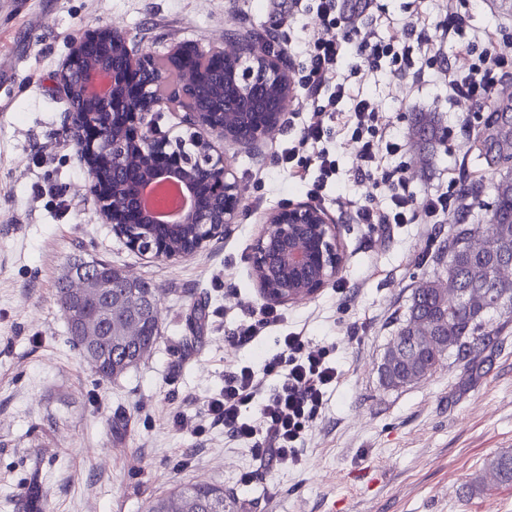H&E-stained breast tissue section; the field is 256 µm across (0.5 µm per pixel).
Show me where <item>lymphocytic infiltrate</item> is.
<instances>
[{
	"mask_svg": "<svg viewBox=\"0 0 512 512\" xmlns=\"http://www.w3.org/2000/svg\"><path fill=\"white\" fill-rule=\"evenodd\" d=\"M362 8L346 6L344 0H312L308 11L318 24L304 42L307 63L301 69L299 86L307 97L317 100L303 125L301 137L281 148L276 162L291 178L307 186L308 197L316 203L325 199L328 185L336 179L338 159L326 144L329 121L340 114L339 106L351 102L347 123L357 144L354 175L373 188L386 189L387 207L366 201L357 207L355 220L360 224H428L448 213L468 210L463 191L441 189L417 197L407 194V169L387 168L382 154L399 153L400 139L386 138L388 124L378 105L367 98L352 99L346 83L337 81L336 72L346 57H353L352 72H374L389 65L399 77L420 81L426 69H437L448 83L453 99L481 102L490 98L498 82L512 74V40H495L483 34L480 41H468L455 58H448L443 47L464 34L462 15L451 10L434 30L403 24L400 38L380 39L369 27L360 25L365 11L375 0H363ZM316 179H309L310 170ZM242 317L230 340L244 343L285 323L277 309L262 304H244ZM276 352L262 359L259 366L237 365L225 370L224 386L203 403L195 432H202L203 421L223 427L227 437L250 447L254 458L280 468H297L303 463L301 448L306 433L324 409L339 374L330 360V350L312 344L306 337L290 332L277 340Z\"/></svg>",
	"mask_w": 512,
	"mask_h": 512,
	"instance_id": "f902f5d3",
	"label": "lymphocytic infiltrate"
}]
</instances>
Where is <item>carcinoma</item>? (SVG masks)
<instances>
[{"label": "carcinoma", "mask_w": 512, "mask_h": 512, "mask_svg": "<svg viewBox=\"0 0 512 512\" xmlns=\"http://www.w3.org/2000/svg\"><path fill=\"white\" fill-rule=\"evenodd\" d=\"M472 146L488 164H512V116L496 113L494 123ZM490 227L481 231L458 217L448 225V240L435 255L443 272L413 289L407 317L397 329L399 362L395 377L410 379L417 371L432 376L448 356L470 361L493 348L498 330L491 315L512 316V177L493 186L488 205ZM59 302L70 303L68 334L81 357L90 360L102 380L123 374L155 347L152 325L160 299L142 280L130 284L112 264L96 261L93 270L62 277ZM498 483L512 485V452L487 461ZM147 512H232L224 488L179 485L152 500Z\"/></svg>", "instance_id": "cac0c4a2"}]
</instances>
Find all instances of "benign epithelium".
<instances>
[{
  "label": "benign epithelium",
  "instance_id": "7a95c632",
  "mask_svg": "<svg viewBox=\"0 0 512 512\" xmlns=\"http://www.w3.org/2000/svg\"><path fill=\"white\" fill-rule=\"evenodd\" d=\"M219 63L224 81L215 85L210 76ZM56 85L75 116L88 189L112 231L130 249L171 261L202 250L242 208L244 188L216 142L269 136L294 99L288 72L269 50L215 42L158 59L133 52L116 26L80 35ZM229 98L238 101L233 115ZM164 110L185 113L188 138L149 126L147 115ZM163 180L179 182L191 199L176 224L155 223L141 203L144 188ZM340 266L336 227L311 203L274 213L254 245L255 273L269 300L309 299Z\"/></svg>",
  "mask_w": 512,
  "mask_h": 512
}]
</instances>
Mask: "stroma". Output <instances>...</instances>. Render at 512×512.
Here are the masks:
<instances>
[{"label":"stroma","mask_w":512,"mask_h":512,"mask_svg":"<svg viewBox=\"0 0 512 512\" xmlns=\"http://www.w3.org/2000/svg\"><path fill=\"white\" fill-rule=\"evenodd\" d=\"M378 3L383 38L409 21L434 27L450 9L465 13L468 26L512 37V0ZM316 21L271 0H0V512H29L34 490L52 512H146L153 498L196 482L223 486L236 512H512V485L485 470L496 453L512 452V319L500 321L494 347L470 363L440 365L400 389L378 375L413 288L438 271L431 256L448 236L444 223L371 229L326 205L345 286L331 282L309 301L281 306L289 328L331 348L339 373L300 467L260 466L219 427L196 435L171 425L175 413L194 417L223 387L228 365L276 349L274 336L240 346L224 331L234 328L239 304L261 299L251 248L268 217L307 199L272 153L300 138L299 116L314 105L296 91L272 139L220 142L247 202L203 250L162 261L127 247L87 193L70 105L53 76L84 29L116 26L134 51L158 55L177 43L204 48L226 36L257 48L284 35L294 77ZM338 75L374 100L404 140L384 164L407 166V192L421 196L460 176L481 182L471 220L487 224L492 187L506 170L469 146L492 113L489 102L450 100L432 70L415 84L386 66L368 75L344 66ZM420 112L436 121L424 140L415 131ZM327 144L339 160L338 193L365 199L373 191L354 179L350 129L332 123ZM98 260L149 281L161 298L154 350L109 381L70 344L69 315L55 295L70 268ZM247 470L255 476L244 488L237 480Z\"/></svg>","instance_id":"35a3bbf8"}]
</instances>
